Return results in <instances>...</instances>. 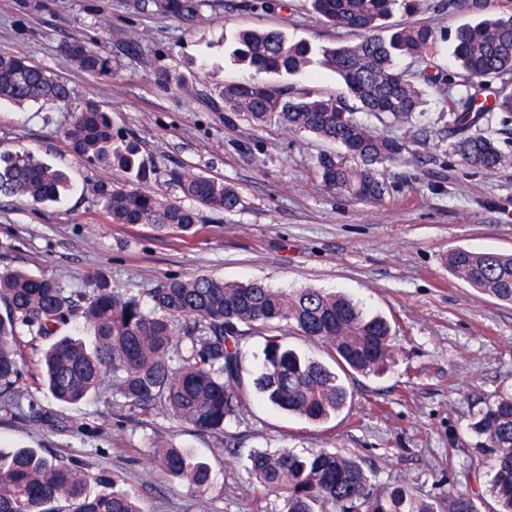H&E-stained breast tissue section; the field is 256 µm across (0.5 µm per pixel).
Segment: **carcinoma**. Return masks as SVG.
Returning a JSON list of instances; mask_svg holds the SVG:
<instances>
[{"instance_id": "carcinoma-1", "label": "carcinoma", "mask_w": 512, "mask_h": 512, "mask_svg": "<svg viewBox=\"0 0 512 512\" xmlns=\"http://www.w3.org/2000/svg\"><path fill=\"white\" fill-rule=\"evenodd\" d=\"M315 13L356 39L325 49L323 64L342 80L347 96L279 89L261 74L297 75L310 63L312 46L290 41L279 29L252 28L238 35L236 55L252 74L221 86L212 100L224 122L277 125L307 132L340 147L317 156L318 186L352 198L379 202L388 192L378 177L386 164H404L416 155L412 143L389 136L358 117L362 113L389 127L407 128L424 116L425 96L439 97L447 119L440 141L459 162L493 174L512 166V152L500 135L512 124V0H440V10L497 8L494 17L464 24L453 34L454 65L437 61V32L414 23L377 34L393 7L407 13L416 0H310ZM207 0H131L136 12L151 10L175 18L185 29L202 18ZM82 70L112 75L111 59L84 42L65 45ZM354 104H349L346 97ZM68 85L13 51H0V100L18 107L67 102ZM502 128L492 127L493 113ZM72 155L122 178L102 182L97 192L114 224H150L160 232L192 236L198 212L189 200L230 214L242 198L230 184L183 168L165 171L179 198L144 187L157 168L140 157L139 146L120 141L100 105L88 100L72 113L66 131ZM66 176L29 151L0 154V195L23 196L35 203L59 199ZM449 273L477 291L512 303V255L454 248L444 258ZM152 307L116 293L103 281L82 306L55 279L21 270H0V400H13L19 374L17 336L22 328L50 339L34 379L62 404H77L99 391L107 376L128 406L141 415L162 410L180 424L203 433L226 435L249 410L255 394L277 408L311 422H324L346 405L348 392L339 376L322 362L286 346L283 331L321 344L342 369L380 374L392 360L390 322L365 313L351 298L314 288L284 290L263 281L227 283L210 275L169 277L152 290ZM80 318L88 345L59 331ZM251 337L263 341V363L256 373L243 366V348ZM477 438L472 451L489 465L490 494L498 508L512 512V393L486 404L470 423ZM160 470L183 478L197 492L210 487L207 463L171 444L155 451ZM249 477L258 495L282 500L279 512H481L483 494L457 487L432 501L410 493L403 483L380 491L358 462L325 449L298 454L288 448H263L249 455ZM103 490L92 495L88 483ZM109 474L90 475L40 453L17 448L0 457V512H141L134 496L117 488Z\"/></svg>"}]
</instances>
